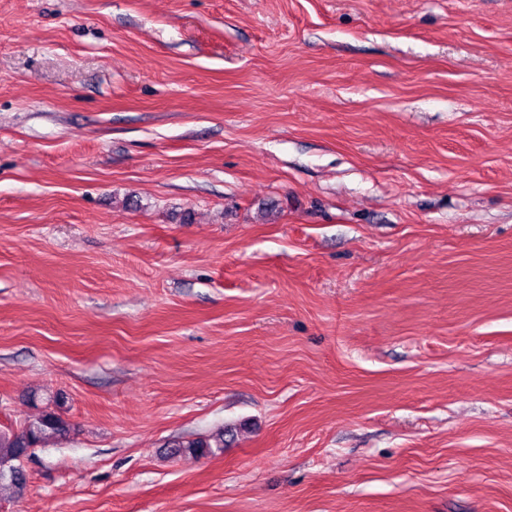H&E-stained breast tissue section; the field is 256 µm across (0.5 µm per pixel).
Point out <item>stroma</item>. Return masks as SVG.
Listing matches in <instances>:
<instances>
[{
  "label": "stroma",
  "mask_w": 512,
  "mask_h": 512,
  "mask_svg": "<svg viewBox=\"0 0 512 512\" xmlns=\"http://www.w3.org/2000/svg\"><path fill=\"white\" fill-rule=\"evenodd\" d=\"M46 411L0 512H512V0H0Z\"/></svg>",
  "instance_id": "obj_1"
}]
</instances>
